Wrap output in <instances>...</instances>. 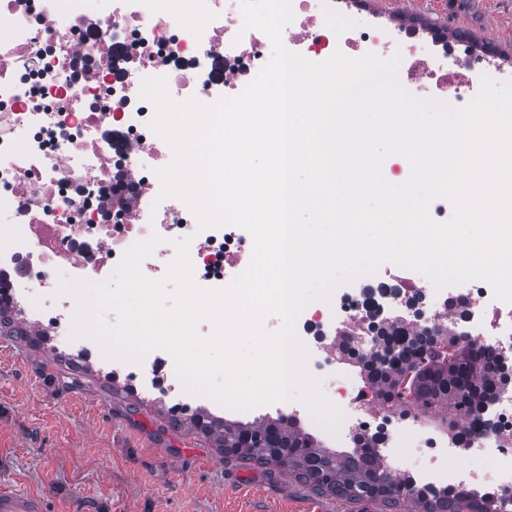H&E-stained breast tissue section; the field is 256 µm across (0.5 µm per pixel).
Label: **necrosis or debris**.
Masks as SVG:
<instances>
[{"label":"necrosis or debris","instance_id":"4bbe7bcc","mask_svg":"<svg viewBox=\"0 0 512 512\" xmlns=\"http://www.w3.org/2000/svg\"><path fill=\"white\" fill-rule=\"evenodd\" d=\"M292 8L284 43L303 56L399 52V82L429 85L455 107L468 103L483 75L512 82V71L490 69L472 39L412 20L382 24L337 0H292ZM194 11L189 24L182 0H0V299L58 345L124 374L143 398L171 395L174 415L204 411L219 419L223 406L186 392L167 352L128 362L106 357L91 337L73 336L76 301L61 289L109 280L123 253L154 232L165 242L142 263L151 279L174 259V240L188 235L200 287L227 286L251 262L246 230L199 229L180 200L157 198L154 171L170 163L172 150L148 128L154 108L139 97L142 78L166 77L175 100L211 103L240 94L271 44L263 32L243 30L240 0H194ZM399 319L443 326L485 351L512 355V304L479 280L451 294L389 263L383 279L359 291L310 302L296 334L308 373L345 415V452H356V436H366L391 468H411L416 484L464 487L512 512V388L488 415L467 418L457 440L429 430L418 412L382 408L357 376L333 372L340 329L354 330L368 351L376 327Z\"/></svg>","mask_w":512,"mask_h":512}]
</instances>
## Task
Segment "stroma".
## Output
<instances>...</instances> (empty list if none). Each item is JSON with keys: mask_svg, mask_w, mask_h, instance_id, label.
Instances as JSON below:
<instances>
[{"mask_svg": "<svg viewBox=\"0 0 512 512\" xmlns=\"http://www.w3.org/2000/svg\"><path fill=\"white\" fill-rule=\"evenodd\" d=\"M512 55V0H367ZM54 373L42 379V362ZM46 499L48 512H391L321 495L280 470L224 456L172 426L167 406L89 366L79 383L52 341L0 335V483Z\"/></svg>", "mask_w": 512, "mask_h": 512, "instance_id": "stroma-1", "label": "stroma"}]
</instances>
